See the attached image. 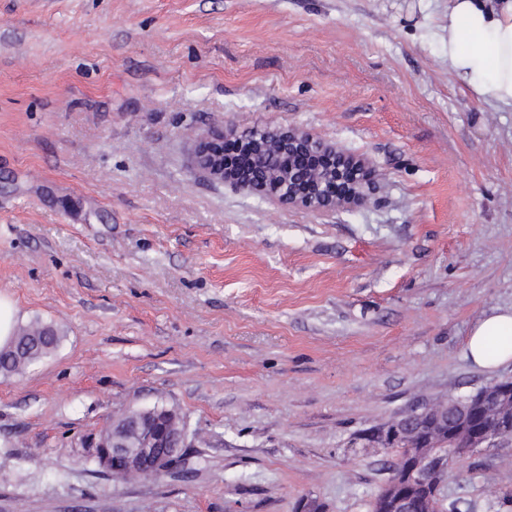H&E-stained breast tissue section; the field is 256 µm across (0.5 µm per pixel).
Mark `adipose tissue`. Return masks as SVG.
Segmentation results:
<instances>
[{
  "instance_id": "1",
  "label": "adipose tissue",
  "mask_w": 512,
  "mask_h": 512,
  "mask_svg": "<svg viewBox=\"0 0 512 512\" xmlns=\"http://www.w3.org/2000/svg\"><path fill=\"white\" fill-rule=\"evenodd\" d=\"M448 75L493 107L512 108V0H448ZM466 355L482 368L512 361V309L483 316Z\"/></svg>"
}]
</instances>
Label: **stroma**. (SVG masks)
I'll use <instances>...</instances> for the list:
<instances>
[{
  "label": "stroma",
  "mask_w": 512,
  "mask_h": 512,
  "mask_svg": "<svg viewBox=\"0 0 512 512\" xmlns=\"http://www.w3.org/2000/svg\"><path fill=\"white\" fill-rule=\"evenodd\" d=\"M448 0H0V293L54 325L0 377V512H371L411 410L512 378L467 358L512 307V110L448 78ZM365 157L353 208L205 176L214 130ZM187 446L116 479L131 407ZM456 512H512V443L452 459Z\"/></svg>",
  "instance_id": "1"
}]
</instances>
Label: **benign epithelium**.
I'll return each mask as SVG.
<instances>
[{
  "label": "benign epithelium",
  "mask_w": 512,
  "mask_h": 512,
  "mask_svg": "<svg viewBox=\"0 0 512 512\" xmlns=\"http://www.w3.org/2000/svg\"><path fill=\"white\" fill-rule=\"evenodd\" d=\"M195 161L211 179L269 196L285 207H353L376 190V172L366 159L342 153L298 128L212 131L198 142ZM159 416L152 410L141 414L146 431L136 448L127 446L120 429L113 431L112 445L93 439L86 447L106 470L119 458L129 473L159 476L172 469L186 447V433L169 434ZM424 416L431 420L433 437L397 460L371 512H432L448 478L447 466L435 455L441 446L450 443L464 454L512 442V379L488 384L479 396L465 398L450 411L432 407L409 413L379 439L388 446L417 435Z\"/></svg>",
  "instance_id": "benign-epithelium-1"
}]
</instances>
